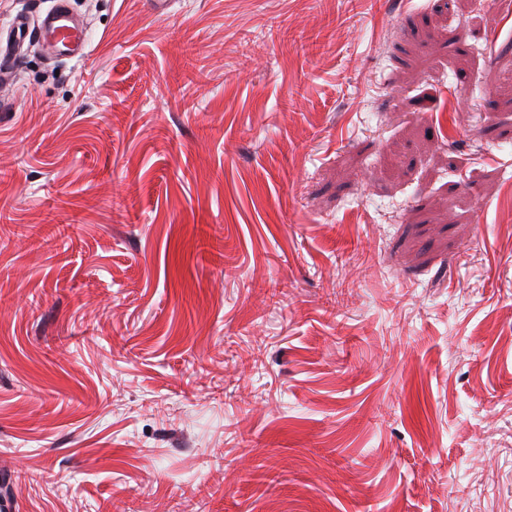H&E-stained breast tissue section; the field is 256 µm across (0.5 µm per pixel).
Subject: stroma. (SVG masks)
<instances>
[{"instance_id": "stroma-1", "label": "stroma", "mask_w": 512, "mask_h": 512, "mask_svg": "<svg viewBox=\"0 0 512 512\" xmlns=\"http://www.w3.org/2000/svg\"><path fill=\"white\" fill-rule=\"evenodd\" d=\"M74 0L0 77L7 512H512V5ZM32 25L28 12L17 14L9 25L6 50L0 41V74L10 73L17 59L15 50L32 40L43 41L61 60L81 61L88 56L91 34L75 17L71 0H51Z\"/></svg>"}]
</instances>
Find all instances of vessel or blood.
Listing matches in <instances>:
<instances>
[{
    "label": "vessel or blood",
    "instance_id": "b4317fda",
    "mask_svg": "<svg viewBox=\"0 0 512 512\" xmlns=\"http://www.w3.org/2000/svg\"><path fill=\"white\" fill-rule=\"evenodd\" d=\"M32 40L46 43L50 52L62 60H83L91 47V34L77 21L71 0H50L37 19H30L25 12L12 19L7 44L0 46L1 75L11 72L17 49Z\"/></svg>",
    "mask_w": 512,
    "mask_h": 512
}]
</instances>
